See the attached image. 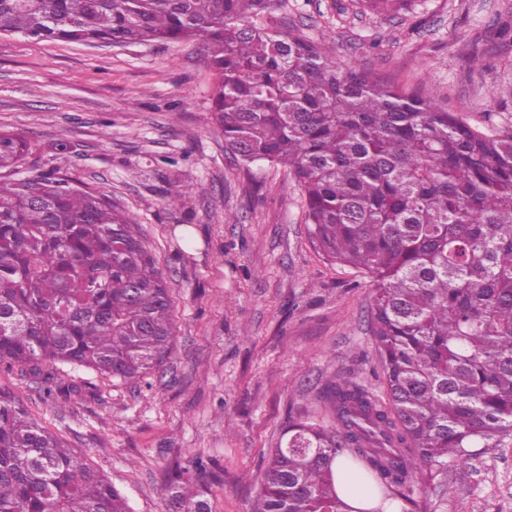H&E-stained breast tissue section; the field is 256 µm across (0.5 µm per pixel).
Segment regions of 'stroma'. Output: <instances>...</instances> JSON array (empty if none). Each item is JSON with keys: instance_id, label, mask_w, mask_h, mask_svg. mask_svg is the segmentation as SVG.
Returning <instances> with one entry per match:
<instances>
[{"instance_id": "1", "label": "stroma", "mask_w": 512, "mask_h": 512, "mask_svg": "<svg viewBox=\"0 0 512 512\" xmlns=\"http://www.w3.org/2000/svg\"><path fill=\"white\" fill-rule=\"evenodd\" d=\"M335 62L433 98L483 131L512 128V0H411L390 14L360 0H284ZM486 61L477 71L471 56ZM200 43L88 46L0 35V131L29 150L10 182L39 174L107 195L138 224L168 282L173 346L163 369L115 384L65 366L74 391L0 366V393L100 470L131 512H166L157 489L194 458L211 512H251L265 462L290 418L326 417L322 390L346 378L383 393L370 331L371 278L326 262L309 239L285 165L224 150ZM184 186L178 201L169 184ZM451 494L415 491V512H512V447L449 464Z\"/></svg>"}]
</instances>
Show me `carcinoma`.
I'll list each match as a JSON object with an SVG mask.
<instances>
[{"label":"carcinoma","instance_id":"cac0c4a2","mask_svg":"<svg viewBox=\"0 0 512 512\" xmlns=\"http://www.w3.org/2000/svg\"><path fill=\"white\" fill-rule=\"evenodd\" d=\"M377 12L409 0H366ZM275 0H0V35L201 43L224 147L286 164L326 260L375 283L387 400L335 380L332 421H288L253 512H353L332 464L362 459L412 503L448 461L512 438V130L483 132L293 32ZM27 144L0 132V170ZM173 302L136 224L64 179L0 182V362L85 367L124 384L159 371ZM168 472L172 512H211L204 465ZM0 512H130L106 477L0 396Z\"/></svg>","mask_w":512,"mask_h":512}]
</instances>
